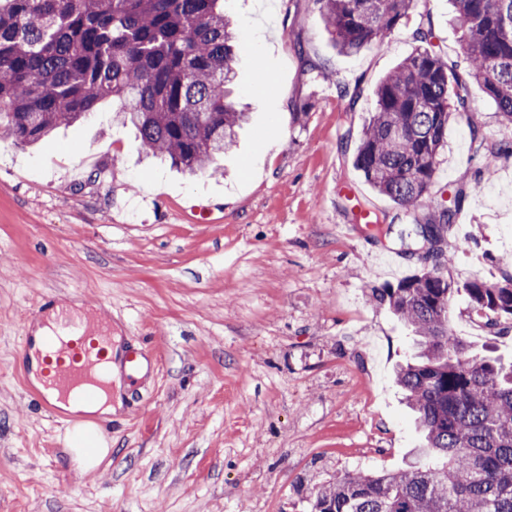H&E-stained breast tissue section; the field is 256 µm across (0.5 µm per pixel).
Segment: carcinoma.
Listing matches in <instances>:
<instances>
[{"label":"carcinoma","instance_id":"obj_1","mask_svg":"<svg viewBox=\"0 0 512 512\" xmlns=\"http://www.w3.org/2000/svg\"><path fill=\"white\" fill-rule=\"evenodd\" d=\"M343 53L380 45L413 0H314ZM466 60L461 71L424 46L377 85L359 137L356 167L406 212L431 210L400 232L407 249L434 259L394 285L374 288L413 333L396 373L422 446L397 472L349 474L315 490L312 512H512V361L479 353L450 328L451 298L464 292L492 336L512 330V272L461 286L439 251L455 212L437 205V158L448 125L466 119L486 167L506 150L480 133L469 86L512 126V0H451ZM236 32L224 0H0V130L34 144L81 120L105 99L134 127L146 152L202 173L230 150L247 113L228 100Z\"/></svg>","mask_w":512,"mask_h":512}]
</instances>
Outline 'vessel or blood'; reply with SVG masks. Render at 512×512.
Segmentation results:
<instances>
[{
	"label": "vessel or blood",
	"mask_w": 512,
	"mask_h": 512,
	"mask_svg": "<svg viewBox=\"0 0 512 512\" xmlns=\"http://www.w3.org/2000/svg\"><path fill=\"white\" fill-rule=\"evenodd\" d=\"M101 307V301L89 299L81 320H72L66 311L56 318L57 332L47 339L44 374L61 394L84 388L90 384L93 371L111 361L112 336L93 318Z\"/></svg>",
	"instance_id": "1"
}]
</instances>
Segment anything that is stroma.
<instances>
[{
	"instance_id": "1",
	"label": "stroma",
	"mask_w": 512,
	"mask_h": 512,
	"mask_svg": "<svg viewBox=\"0 0 512 512\" xmlns=\"http://www.w3.org/2000/svg\"><path fill=\"white\" fill-rule=\"evenodd\" d=\"M238 34L232 98L249 120L218 170L148 158L111 102L35 146L0 135V512H311L316 487L404 467L417 444L395 370L411 332L372 289L421 269L407 214L354 166L380 79L430 26L461 61L448 0H418L383 45L346 55L313 0H224ZM357 89L356 98L343 89ZM481 133L505 143L484 168L465 122L448 128L437 182L457 205L442 247L456 283L512 271V126L478 87ZM365 203L393 233L356 217ZM94 296L113 345L150 373L97 424L110 452L78 486L66 417L21 358L34 312ZM451 326L512 356L454 295Z\"/></svg>"
}]
</instances>
